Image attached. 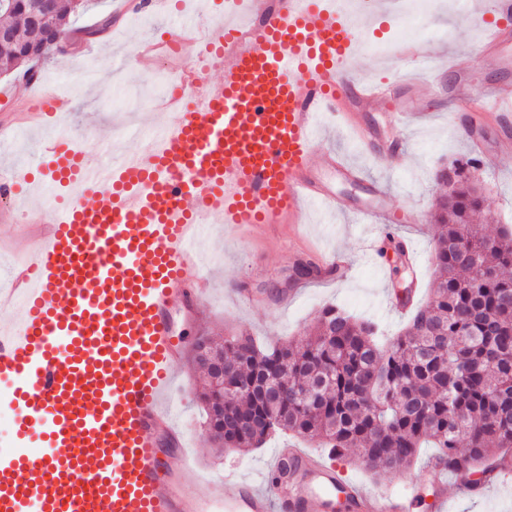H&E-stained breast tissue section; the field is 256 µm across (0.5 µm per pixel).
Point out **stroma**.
Instances as JSON below:
<instances>
[{
	"instance_id": "35a3bbf8",
	"label": "stroma",
	"mask_w": 512,
	"mask_h": 512,
	"mask_svg": "<svg viewBox=\"0 0 512 512\" xmlns=\"http://www.w3.org/2000/svg\"><path fill=\"white\" fill-rule=\"evenodd\" d=\"M126 2L85 0L72 16L68 34L98 29L109 19L113 22L109 37L86 41L67 57L48 55L32 63L33 70L45 73L49 93L73 96L72 111L58 118L57 127L67 132L94 130L95 138L83 144L85 151L92 154L97 151V137L122 140L120 126H131L145 113L158 109L153 102L156 77L130 63V39L145 42L165 38L183 14L208 26L217 25L224 18L225 0H169L163 14L149 9L137 11L128 8ZM414 25L425 29L423 41L438 52L440 65L432 71L415 72L413 78L432 80L435 96L421 97L402 88L393 109L382 108L363 115L364 121L386 139L397 134L399 113L412 115L405 130V150L373 155L360 150L346 133H325L316 142L317 150L348 156L364 176L359 184L335 182L336 193L344 202L337 215L328 216L318 207H311L303 213L301 224L288 227L281 235L261 225L230 232L221 224L208 225L201 246L208 305L193 318L180 314L175 317L176 333L186 342H193L200 335L231 333L251 335L266 347L298 340L312 333L320 310L328 304L372 318L383 335L391 336L410 320L409 315L392 309L398 291L416 283L414 303L425 304L435 275L434 205L448 191L447 183L438 175L451 170L455 160L471 152L468 133L474 119L457 109L455 98L462 90L477 98L502 83H512V46L499 57L486 56L478 48L482 29L478 22L464 16L462 0H433L431 12L415 22L396 26L383 18L372 26L357 28L355 39L360 54L354 62L355 79L399 76L394 51ZM457 52L471 57L469 78L464 83L450 69V58ZM481 134L487 156L481 159L473 177L482 188L485 203L475 221L494 235L512 230V154L497 151L499 123L485 124ZM372 181L386 185L389 195L373 196L368 190ZM377 207L405 213L407 221L399 225L398 231L421 259L418 275L400 268L394 251H387L380 262L368 256L366 246L377 229L361 223L356 212ZM319 249L342 251L353 265L352 274L344 279L292 280L298 262H316L315 252ZM242 282L259 294V301L249 304L237 298L236 289ZM178 373L183 391L174 400L176 424L195 455L200 473L209 477L232 470L251 480L268 474L278 449L291 444V437L272 435L264 445L247 452L214 447L201 425L202 406L195 392L200 379L193 373L191 353H184ZM434 454V449H420L417 462L411 466L379 474L369 472L352 453L339 461L338 467L345 480L384 493L404 494L412 487L424 486L422 462ZM447 512H512V474L483 495L461 497L449 492Z\"/></svg>"
}]
</instances>
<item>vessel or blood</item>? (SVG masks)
Wrapping results in <instances>:
<instances>
[{
  "label": "vessel or blood",
  "mask_w": 512,
  "mask_h": 512,
  "mask_svg": "<svg viewBox=\"0 0 512 512\" xmlns=\"http://www.w3.org/2000/svg\"><path fill=\"white\" fill-rule=\"evenodd\" d=\"M488 53L512 41V0H466ZM249 24L215 29L205 58L188 57L172 112L140 128L146 143L104 167L52 130L68 96L33 97L49 132L41 142L48 185L96 194L38 213L47 230L10 270L0 312V381L11 390L14 436L0 444V512H412L417 492L380 495L343 483L333 462L300 448L278 451L285 470L256 484L235 473L200 478L183 446L172 400L184 343L176 305L207 299L195 245L205 224L298 223L307 202L326 212L338 197L321 169L347 181L360 171L315 148L322 120L375 151L362 111L385 102L387 83L353 86L356 43L346 0H245ZM398 58L432 66L433 52L405 40ZM0 168V197L28 182ZM38 438L43 452L28 448ZM437 512L448 470L429 459Z\"/></svg>",
  "instance_id": "b4317fda"
}]
</instances>
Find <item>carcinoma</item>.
Returning <instances> with one entry per match:
<instances>
[{
	"label": "carcinoma",
	"mask_w": 512,
	"mask_h": 512,
	"mask_svg": "<svg viewBox=\"0 0 512 512\" xmlns=\"http://www.w3.org/2000/svg\"><path fill=\"white\" fill-rule=\"evenodd\" d=\"M29 0L0 14L15 35L0 43V73L30 59L43 43L26 21ZM78 0H59L53 25L64 30ZM457 163L452 188L435 207L436 276L429 297L388 345L378 326L328 305L302 342L264 349L249 336L203 337L224 362V387L194 356L206 376L198 393L206 434L226 448H258L277 433L318 438L338 460L354 451L382 472L410 464L419 448L439 450L449 470L488 474V462L512 448V233L488 237L472 221L484 200Z\"/></svg>",
	"instance_id": "carcinoma-1"
}]
</instances>
